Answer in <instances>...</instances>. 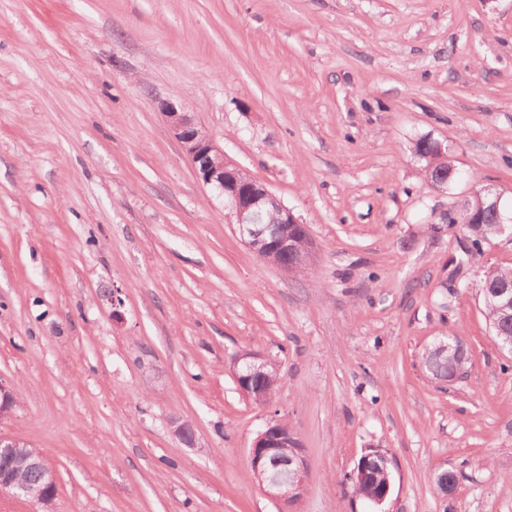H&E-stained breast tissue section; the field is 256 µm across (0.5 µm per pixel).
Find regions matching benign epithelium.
Wrapping results in <instances>:
<instances>
[{
	"label": "benign epithelium",
	"instance_id": "benign-epithelium-1",
	"mask_svg": "<svg viewBox=\"0 0 512 512\" xmlns=\"http://www.w3.org/2000/svg\"><path fill=\"white\" fill-rule=\"evenodd\" d=\"M160 110L173 138L180 144L201 182L224 198V208L235 224L246 246L260 259L287 274H300L313 261V240L307 228L292 234L280 230L282 224H300L293 212L263 182L240 178L241 167L224 155L209 132L190 113L171 102L160 103ZM502 317L512 323V289L499 288L491 293ZM271 361L259 354L244 352L234 365V381L239 391L257 404L265 399L257 396L266 369ZM16 406L14 390L0 382V422L8 418ZM174 434L187 447L196 445L194 427L187 422H174ZM385 452L367 453L354 470L357 481L370 478L372 463ZM248 462L258 486L269 496L293 501L304 489L306 458L296 434L284 431L279 422L271 419L253 441ZM42 470L49 479L50 489L33 494L22 474L27 469ZM0 493L40 505L42 512H53L56 498L55 472L43 454L30 444L0 432Z\"/></svg>",
	"mask_w": 512,
	"mask_h": 512
}]
</instances>
